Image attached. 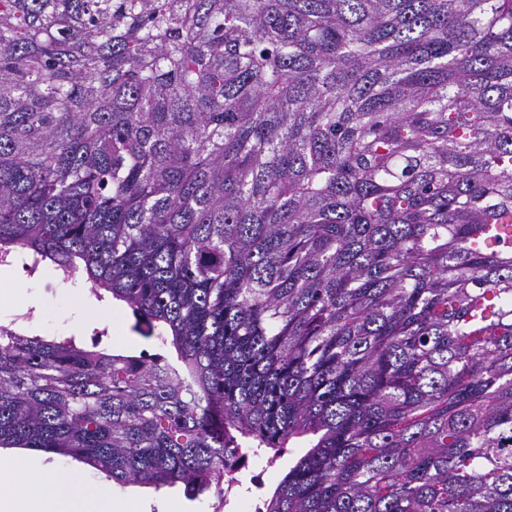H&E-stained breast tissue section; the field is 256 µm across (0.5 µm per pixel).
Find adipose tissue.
I'll return each instance as SVG.
<instances>
[{
    "mask_svg": "<svg viewBox=\"0 0 512 512\" xmlns=\"http://www.w3.org/2000/svg\"><path fill=\"white\" fill-rule=\"evenodd\" d=\"M0 512H112V488H84L73 473L33 468L26 456L0 460Z\"/></svg>",
    "mask_w": 512,
    "mask_h": 512,
    "instance_id": "ef3b65f1",
    "label": "adipose tissue"
}]
</instances>
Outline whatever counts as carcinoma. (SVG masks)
<instances>
[{
  "label": "carcinoma",
  "mask_w": 512,
  "mask_h": 512,
  "mask_svg": "<svg viewBox=\"0 0 512 512\" xmlns=\"http://www.w3.org/2000/svg\"><path fill=\"white\" fill-rule=\"evenodd\" d=\"M164 351L0 325V448L263 512H512V0H0V263Z\"/></svg>",
  "instance_id": "carcinoma-1"
}]
</instances>
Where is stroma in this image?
Wrapping results in <instances>:
<instances>
[{
    "label": "stroma",
    "mask_w": 512,
    "mask_h": 512,
    "mask_svg": "<svg viewBox=\"0 0 512 512\" xmlns=\"http://www.w3.org/2000/svg\"><path fill=\"white\" fill-rule=\"evenodd\" d=\"M15 291L13 301L0 300V324L13 325L30 336H72L82 344H90L93 337H101L103 347L119 352L139 353L152 350L154 340L142 337L133 328L134 320L128 308L113 304L104 308L96 300L83 279L61 280L52 267L29 275L11 266L0 265V289ZM33 303L41 312L38 321L26 320V303ZM291 456H284L274 466H266L264 457H256L254 464L242 477L236 500L222 505L215 495L187 499L182 490L164 488L154 490L137 486L114 487L115 502H135L139 512H242L244 505L261 489L274 487L288 470Z\"/></svg>",
    "instance_id": "35a3bbf8"
}]
</instances>
